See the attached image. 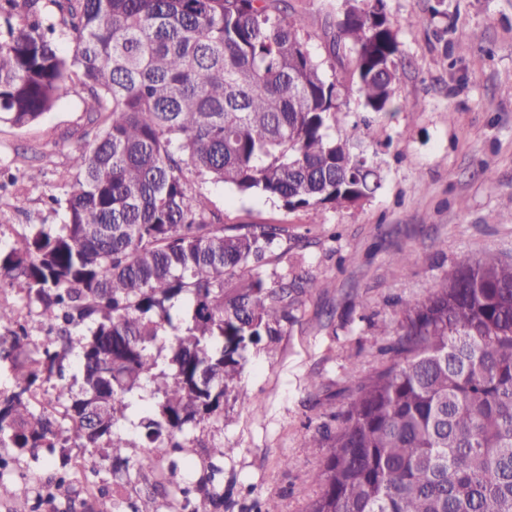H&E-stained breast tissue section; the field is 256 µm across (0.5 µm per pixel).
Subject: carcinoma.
Segmentation results:
<instances>
[{"mask_svg": "<svg viewBox=\"0 0 512 512\" xmlns=\"http://www.w3.org/2000/svg\"><path fill=\"white\" fill-rule=\"evenodd\" d=\"M275 2L0 0V121L28 125L75 84L94 116L72 182L50 196L60 230L0 250V288L26 285L55 345L29 358L25 327L0 336L15 380L0 448L34 455L65 432L126 469L113 429L150 382L137 469L157 470L191 427L224 419L245 353L320 287L268 281L283 228L224 225L191 177L289 209L372 197L381 176L357 151L369 129H329L352 94L389 109L399 46L384 0L351 5L330 50H352V77L329 78ZM389 352L368 378L350 371L339 429L308 436L327 454L307 512H512V260L457 257L404 306ZM68 367L81 389L56 388L63 411H50L36 390Z\"/></svg>", "mask_w": 512, "mask_h": 512, "instance_id": "cac0c4a2", "label": "carcinoma"}]
</instances>
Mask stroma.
Instances as JSON below:
<instances>
[{
	"label": "stroma",
	"mask_w": 512,
	"mask_h": 512,
	"mask_svg": "<svg viewBox=\"0 0 512 512\" xmlns=\"http://www.w3.org/2000/svg\"><path fill=\"white\" fill-rule=\"evenodd\" d=\"M287 3L327 72L348 79L352 59L334 60L327 36L345 0ZM386 12L400 50L393 105L370 112L351 96L331 128L338 137L356 123L374 128L362 144L382 175L372 198L290 210L220 183L197 184L225 224L287 226L264 268L268 280L313 277L321 286L302 296L276 343L248 351L241 397L225 402L223 422H201L188 447L164 459L155 512H213L202 494L186 500L179 489L214 466L227 512L268 499L280 512H305L321 490L325 456L305 438L337 428L331 414L348 400L349 367L366 377L386 363L401 308L437 288L460 254L512 259V0H386ZM83 97L76 85L36 122L0 121V247L39 227L60 229L49 197L71 182L73 150L85 142ZM399 251L406 264L393 262ZM0 302L21 306L30 350L43 349L47 329L25 285L0 288ZM247 399L262 410L244 407ZM61 466L71 484L41 489ZM104 493L135 502L145 483L70 443L35 457L0 452V512H98Z\"/></svg>",
	"instance_id": "stroma-1"
}]
</instances>
